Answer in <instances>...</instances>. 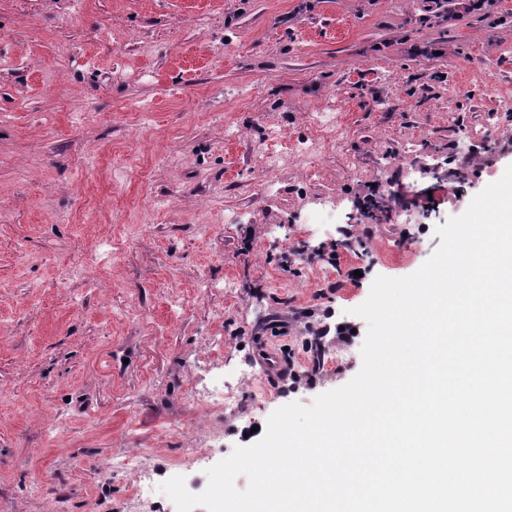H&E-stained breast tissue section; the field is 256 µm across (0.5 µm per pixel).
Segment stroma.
Segmentation results:
<instances>
[{
  "label": "stroma",
  "mask_w": 512,
  "mask_h": 512,
  "mask_svg": "<svg viewBox=\"0 0 512 512\" xmlns=\"http://www.w3.org/2000/svg\"><path fill=\"white\" fill-rule=\"evenodd\" d=\"M329 104L347 136L303 169L299 109ZM503 128L512 0L454 19L445 0H0V512H130L131 448L155 485L202 493L276 409L349 383L353 308L502 177ZM407 184L397 223L365 215ZM319 202L331 222L304 223ZM106 241L100 277L77 275ZM324 323L348 343L325 337L317 382L285 388L267 362L311 370L305 327ZM225 380L233 410L195 401ZM170 420L219 425L214 447L191 460ZM279 138V133L276 129L270 128L268 132V140L271 142L270 144H266V148L264 149L265 156V166L263 180L260 184L262 190L265 191L266 194H271L272 192V183L271 180L267 178V175L272 173L279 164L280 156L272 149L273 143L277 141Z\"/></svg>",
  "instance_id": "stroma-1"
}]
</instances>
